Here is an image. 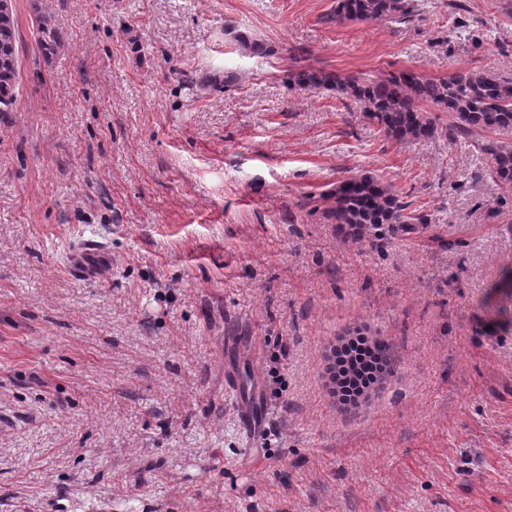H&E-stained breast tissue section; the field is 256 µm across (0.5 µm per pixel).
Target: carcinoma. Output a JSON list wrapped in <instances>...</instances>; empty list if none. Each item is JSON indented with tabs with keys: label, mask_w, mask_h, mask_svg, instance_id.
<instances>
[{
	"label": "carcinoma",
	"mask_w": 512,
	"mask_h": 512,
	"mask_svg": "<svg viewBox=\"0 0 512 512\" xmlns=\"http://www.w3.org/2000/svg\"><path fill=\"white\" fill-rule=\"evenodd\" d=\"M418 10L415 0H336L328 21H404ZM37 47L48 57L60 51L64 37L53 17L34 8ZM17 25L12 8L0 7V115L15 111L19 83ZM289 81L303 89H331L358 101L364 116L388 140L422 141L448 131V139H469L478 132L512 131V78L472 69H457L445 78L425 77L409 70L390 72L376 79L341 76L311 67L291 71ZM432 105L448 113V128L424 110ZM487 157L485 175L512 192V142H474ZM324 211L332 223L357 242L392 239L418 224H439L433 214L411 208L392 184L369 173L336 182L322 194Z\"/></svg>",
	"instance_id": "obj_1"
}]
</instances>
